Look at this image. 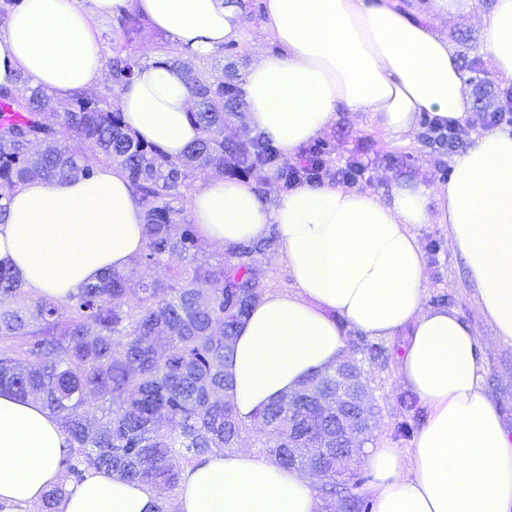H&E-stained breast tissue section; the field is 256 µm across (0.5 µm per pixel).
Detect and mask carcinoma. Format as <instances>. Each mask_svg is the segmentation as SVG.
Wrapping results in <instances>:
<instances>
[{
  "mask_svg": "<svg viewBox=\"0 0 512 512\" xmlns=\"http://www.w3.org/2000/svg\"><path fill=\"white\" fill-rule=\"evenodd\" d=\"M105 80L125 86L139 62L108 38ZM199 138L172 158L140 140L107 101L77 92L57 99L28 85L0 87V104L14 118L0 123V223L9 199L31 179L50 182L93 172L101 158L118 165L145 213V249L126 272L112 271L60 301L34 296L19 277L0 269V390L40 400L69 443L60 466L80 480L94 468L165 491L153 512H178L169 492L186 468L239 447L244 435L284 469L305 461L288 443L284 400L249 422L238 418L225 368L240 325L268 292L255 262L273 250L274 234L245 242L212 263L197 255L192 225L182 224L187 180L202 175L244 176L268 165L248 131L227 138L226 121L241 114L235 75L185 70ZM88 143L70 152L65 139ZM163 266L164 280L150 274ZM354 471H331L316 485L323 501L345 502L346 512H369L353 492Z\"/></svg>",
  "mask_w": 512,
  "mask_h": 512,
  "instance_id": "carcinoma-1",
  "label": "carcinoma"
}]
</instances>
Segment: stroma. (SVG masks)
I'll use <instances>...</instances> for the list:
<instances>
[{
    "label": "stroma",
    "instance_id": "1",
    "mask_svg": "<svg viewBox=\"0 0 512 512\" xmlns=\"http://www.w3.org/2000/svg\"><path fill=\"white\" fill-rule=\"evenodd\" d=\"M398 5L412 19L430 25L449 38L462 67L470 74L466 88L467 116L477 118L496 91L507 85L481 52L478 17L445 18L433 14L429 0H398ZM263 20L262 0H245L240 40L225 44L223 49L207 57L190 58V65L209 73L227 70L244 75L261 53L274 47ZM166 41V36L144 17L131 33L127 50L140 64L147 65L163 59L162 46ZM425 134V128L420 127L398 138L372 125L366 113L341 112L318 135L317 141L323 144L332 168H340L355 158L367 163L368 178L361 181V188L384 196L393 183L402 180L426 185L447 180L452 156L447 149L427 144ZM411 231L423 252L427 305L456 310L475 330L481 340L484 389L497 405L505 427L512 430V344L502 341L482 315L464 262L445 226L416 224ZM363 368L364 379L378 407L372 444L411 447L414 436L426 421V407L401 383L394 367L381 369L367 362Z\"/></svg>",
    "mask_w": 512,
    "mask_h": 512
}]
</instances>
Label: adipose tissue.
I'll return each mask as SVG.
<instances>
[{
	"mask_svg": "<svg viewBox=\"0 0 512 512\" xmlns=\"http://www.w3.org/2000/svg\"><path fill=\"white\" fill-rule=\"evenodd\" d=\"M18 0L0 26V85L27 77L65 98L102 76L92 15L134 8L185 52L206 57L238 39V0ZM276 45L245 72L250 125L292 155L336 120L365 112L402 136L422 116L464 121L468 73L447 37L410 19L396 0H264ZM481 49L512 79V0H493ZM126 125L146 143L181 156L200 131L181 68L137 69L119 95ZM203 238L227 250L276 231L295 292L269 293L237 332L227 367L243 420L324 372L344 354L339 327L370 336L405 332L396 362L427 407L410 448L371 446L364 493L372 512H512V432L483 389L478 336L455 310L425 304L424 261L411 231L443 224L465 262L482 312L512 343V132L490 130L454 157L447 181L371 190L303 185L268 205L252 184L211 177L190 198ZM0 225V266L34 295L59 300L102 274L124 270L145 248L144 211L124 172L40 179L12 194ZM68 444L58 419L34 398L0 391V512H27L56 486L59 512H152L144 484L90 469L64 480ZM179 512H317L302 473L234 451L188 467Z\"/></svg>",
	"mask_w": 512,
	"mask_h": 512,
	"instance_id": "ef3b65f1",
	"label": "adipose tissue"
}]
</instances>
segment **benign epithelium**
Wrapping results in <instances>:
<instances>
[{
	"instance_id": "1",
	"label": "benign epithelium",
	"mask_w": 512,
	"mask_h": 512,
	"mask_svg": "<svg viewBox=\"0 0 512 512\" xmlns=\"http://www.w3.org/2000/svg\"><path fill=\"white\" fill-rule=\"evenodd\" d=\"M335 387L334 393L320 386L288 394V408L296 414L305 413L307 403L316 414H336L338 426L334 435L323 433L313 439L307 432L296 433L297 442L311 459V463L302 469L309 477L318 480L326 476L319 465L321 459L334 453L336 468L346 467L357 456L367 432L375 427L373 395L355 359L343 358L336 364Z\"/></svg>"
}]
</instances>
